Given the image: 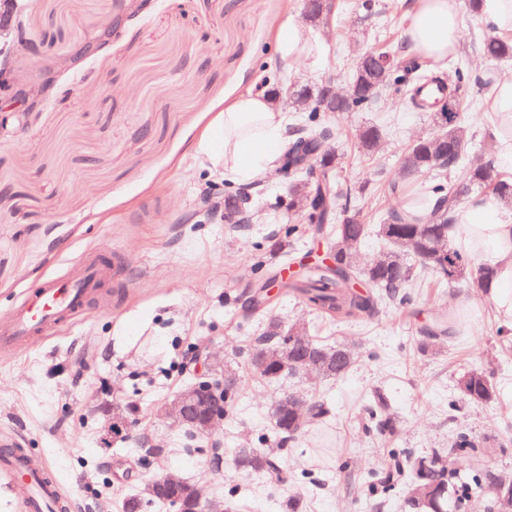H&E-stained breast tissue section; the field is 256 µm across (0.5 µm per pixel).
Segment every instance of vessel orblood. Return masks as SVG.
Instances as JSON below:
<instances>
[{
	"instance_id": "vessel-or-blood-1",
	"label": "vessel or blood",
	"mask_w": 512,
	"mask_h": 512,
	"mask_svg": "<svg viewBox=\"0 0 512 512\" xmlns=\"http://www.w3.org/2000/svg\"><path fill=\"white\" fill-rule=\"evenodd\" d=\"M108 248L85 253L66 280H47L0 320V350L8 351L35 337H48L60 325L86 311L112 280ZM0 477L18 491L26 512H66L71 503L46 464L14 449L12 438L0 440Z\"/></svg>"
}]
</instances>
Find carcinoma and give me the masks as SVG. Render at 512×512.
Returning a JSON list of instances; mask_svg holds the SVG:
<instances>
[{
    "instance_id": "cac0c4a2",
    "label": "carcinoma",
    "mask_w": 512,
    "mask_h": 512,
    "mask_svg": "<svg viewBox=\"0 0 512 512\" xmlns=\"http://www.w3.org/2000/svg\"><path fill=\"white\" fill-rule=\"evenodd\" d=\"M482 47L494 59L512 58V36L489 35ZM373 56L382 52L373 51ZM369 55V56H371ZM368 55L357 62L353 86L349 96L323 100L324 87L295 85L290 97L298 106L300 116L291 124L288 139V168L292 170L287 196L279 206L301 214L306 224L324 240L327 248L335 251L339 265L311 266L309 270L291 277L285 283L289 292L310 310L329 321L356 320L373 316L380 308L392 304L405 306L412 300L411 282L421 276H430L441 284L463 283L475 291L488 287L493 273L477 262L476 255L457 249L451 239L455 212L460 201L475 191L497 195L505 204L512 205V179L503 178L493 163L473 167L464 162L463 151L468 144V133L459 119L461 100L444 87L450 95L455 111L446 119L434 115L438 132L409 144L406 149L403 174L410 183H393L385 191L388 205L383 224L378 232L388 249L376 255L369 264L360 266L355 261L356 247L367 237L370 225L358 218L363 189L343 183L335 177L340 164L333 141L334 128L329 117L336 112H360L369 109L385 96H393L402 110H417L421 105L413 94L416 85L433 76L432 71L417 56L392 51L387 68L377 71ZM385 130L380 125H367L356 133L358 147L372 155L379 147ZM316 155L321 160L320 178L309 180L303 167L305 158ZM411 252L419 262L413 267L403 257ZM275 278L266 275L258 280V289L235 296V302L249 318L266 314L263 336L242 350L252 371L262 380L272 383L282 376L298 373L300 355L293 342L302 338L294 328L283 331L281 322L266 313L267 297L263 289ZM458 323L443 317H431L420 329L418 347L423 352L438 350L447 338L454 335ZM325 352L314 371L325 378H336L347 373L353 356L342 355L343 346H320ZM467 379L465 387H456L459 400L474 405L488 404L496 397L493 377L479 368L460 371L456 380ZM238 400V383L233 374L224 373V415H229ZM329 405L316 399L302 409L284 396L273 410V433L279 440L278 448H237L235 461L248 471L259 473L271 483L288 480L283 461L288 445L298 439L311 423H323L330 417ZM364 428L380 436H392L396 421L389 414L384 393L376 392L364 407ZM479 445L466 431L454 433L448 447L433 448L416 454L407 448H390L384 466L369 475V493L386 502L406 494V502L414 512H464L480 498L487 512H499L495 490L502 482H512L507 474H486L477 471L470 483H457L456 461L478 452ZM157 479L149 481L143 490L126 497L124 512H134L130 503L140 508L149 504L166 505L156 491Z\"/></svg>"
}]
</instances>
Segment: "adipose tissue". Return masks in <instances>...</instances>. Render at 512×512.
<instances>
[{
	"label": "adipose tissue",
	"instance_id": "obj_1",
	"mask_svg": "<svg viewBox=\"0 0 512 512\" xmlns=\"http://www.w3.org/2000/svg\"><path fill=\"white\" fill-rule=\"evenodd\" d=\"M461 0H418L405 36L418 56L433 60L458 44ZM288 140V114L264 93L248 91L226 105L195 146L203 169L246 181L272 171ZM455 240L493 270L487 293L502 326L512 328V211L495 195L471 200L457 212Z\"/></svg>",
	"mask_w": 512,
	"mask_h": 512
}]
</instances>
